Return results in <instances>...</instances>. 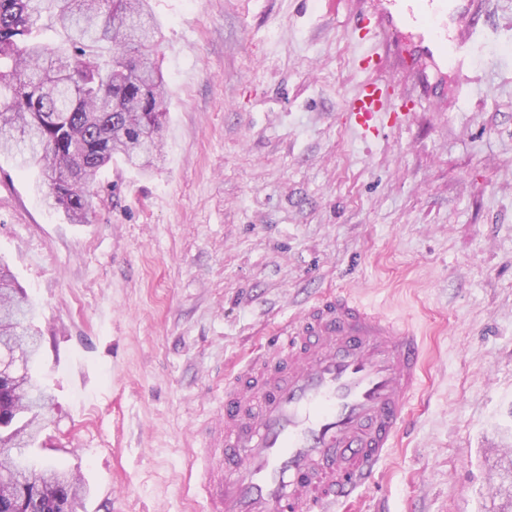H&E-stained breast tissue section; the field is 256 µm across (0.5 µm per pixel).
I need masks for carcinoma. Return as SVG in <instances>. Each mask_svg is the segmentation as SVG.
<instances>
[{
    "mask_svg": "<svg viewBox=\"0 0 512 512\" xmlns=\"http://www.w3.org/2000/svg\"><path fill=\"white\" fill-rule=\"evenodd\" d=\"M151 0H0V152L48 181L47 201L74 224L93 212V186L114 159L148 173L161 157L168 114L155 56ZM48 17L67 35L37 36ZM34 313L0 262V342L28 347ZM53 403L36 379L18 393L0 383V512H76L81 478L30 463Z\"/></svg>",
    "mask_w": 512,
    "mask_h": 512,
    "instance_id": "1",
    "label": "carcinoma"
}]
</instances>
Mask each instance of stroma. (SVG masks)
Wrapping results in <instances>:
<instances>
[{
	"label": "stroma",
	"mask_w": 512,
	"mask_h": 512,
	"mask_svg": "<svg viewBox=\"0 0 512 512\" xmlns=\"http://www.w3.org/2000/svg\"><path fill=\"white\" fill-rule=\"evenodd\" d=\"M164 162L114 161L88 223L0 154V257L38 311L54 398L39 462L78 512H208L199 480L226 369L325 289L410 317L428 351L414 428L353 512H498L512 462V70L418 94L364 144L343 122L355 0H151ZM482 52L512 56V0Z\"/></svg>",
	"instance_id": "1"
}]
</instances>
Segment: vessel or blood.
Segmentation results:
<instances>
[{"instance_id":"vessel-or-blood-1","label":"vessel or blood","mask_w":512,"mask_h":512,"mask_svg":"<svg viewBox=\"0 0 512 512\" xmlns=\"http://www.w3.org/2000/svg\"><path fill=\"white\" fill-rule=\"evenodd\" d=\"M351 31L358 68L413 59L408 76L428 96L473 85L481 0H368ZM354 136L372 142L405 118L392 80L361 83L345 103ZM414 324L344 289L310 299L224 380V423L203 462L212 512H337L386 468L412 424L423 384Z\"/></svg>"}]
</instances>
